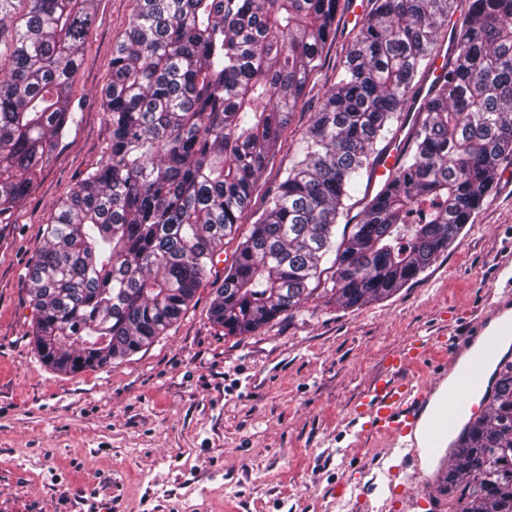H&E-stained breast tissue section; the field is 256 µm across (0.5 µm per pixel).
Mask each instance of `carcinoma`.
I'll return each mask as SVG.
<instances>
[{
	"label": "carcinoma",
	"mask_w": 512,
	"mask_h": 512,
	"mask_svg": "<svg viewBox=\"0 0 512 512\" xmlns=\"http://www.w3.org/2000/svg\"><path fill=\"white\" fill-rule=\"evenodd\" d=\"M23 2L0 77L1 224L77 121L69 90L95 23L96 0ZM135 3L100 94L107 151L61 200L26 275L33 343L55 370L106 366L166 335L242 224L209 307L224 334L253 333L313 296L346 307L388 297L448 251L512 164V0H369L303 158L256 218L258 181L322 65L339 0ZM449 27L454 60L402 163L333 243ZM438 489L455 512H512L511 361Z\"/></svg>",
	"instance_id": "cac0c4a2"
}]
</instances>
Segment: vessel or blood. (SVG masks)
<instances>
[{"mask_svg": "<svg viewBox=\"0 0 512 512\" xmlns=\"http://www.w3.org/2000/svg\"><path fill=\"white\" fill-rule=\"evenodd\" d=\"M506 335H512V270L497 301L471 323L450 356L435 365L430 382H419L409 371L427 359L438 337L391 354L365 386L351 416L353 426L385 438L389 448L420 446L430 457L446 460L474 415L477 398L489 390L483 380L469 376L465 362L476 344L493 352Z\"/></svg>", "mask_w": 512, "mask_h": 512, "instance_id": "1", "label": "vessel or blood"}]
</instances>
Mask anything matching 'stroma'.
<instances>
[{"instance_id": "1", "label": "stroma", "mask_w": 512, "mask_h": 512, "mask_svg": "<svg viewBox=\"0 0 512 512\" xmlns=\"http://www.w3.org/2000/svg\"><path fill=\"white\" fill-rule=\"evenodd\" d=\"M135 6L96 0L71 87L84 103L79 122L0 224V512H351L383 455L413 474L406 493L423 496L436 467L418 453L386 455L382 438L346 422L387 355L447 334V346L411 371L429 378L492 301L499 268L512 264V168L447 253L387 298L349 308L314 297L254 334L225 335L208 310L237 247L228 239L196 305L134 356L78 374L40 358L25 274L63 194L105 153L99 95ZM354 36L337 16L323 65L259 180L254 212L299 159Z\"/></svg>"}]
</instances>
